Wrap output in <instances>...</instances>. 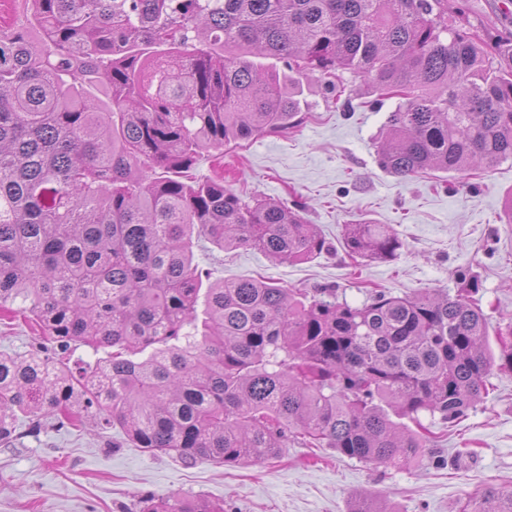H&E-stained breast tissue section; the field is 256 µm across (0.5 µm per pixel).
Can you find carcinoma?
I'll use <instances>...</instances> for the list:
<instances>
[{
	"label": "carcinoma",
	"mask_w": 512,
	"mask_h": 512,
	"mask_svg": "<svg viewBox=\"0 0 512 512\" xmlns=\"http://www.w3.org/2000/svg\"><path fill=\"white\" fill-rule=\"evenodd\" d=\"M29 4L38 38L0 31V309L21 303L53 348L0 353V441L21 413L32 430L61 417L118 428L187 462L259 463L297 441L420 465L433 438L420 415L452 425L494 370L512 372V345L486 346L470 272L453 295L374 291L360 305L261 278L217 280L200 296L201 240L294 263L329 245L295 206L170 177L294 125L299 76L316 72L334 88L347 71L398 99L378 149L391 175L467 176L512 159V56L448 26V0ZM343 248L387 260L403 241L359 221ZM80 345L104 356L76 377L64 358ZM140 512L218 510L168 496ZM459 512H512V493L486 489Z\"/></svg>",
	"instance_id": "carcinoma-1"
}]
</instances>
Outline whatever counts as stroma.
I'll return each instance as SVG.
<instances>
[{
  "label": "stroma",
  "instance_id": "obj_1",
  "mask_svg": "<svg viewBox=\"0 0 512 512\" xmlns=\"http://www.w3.org/2000/svg\"><path fill=\"white\" fill-rule=\"evenodd\" d=\"M448 21L496 46L512 43V0H448ZM335 91L308 79L299 122L206 152L189 176L223 179L243 199L262 197L306 206L331 249L301 263L274 262L245 249L205 244L195 260L212 279L257 274L290 288L333 285L359 304L375 289L405 296L429 288L454 292L456 274H477L476 297L488 318V343L501 347L512 323V160L471 171L469 188L453 173L427 170L410 179L378 164L375 137L394 103L378 100L342 74ZM365 219L394 228L404 243L391 261H352L345 224ZM23 316L0 314V352L42 346ZM489 394L459 424H433L429 454L441 467H375L327 448L289 443L279 458L227 467L186 463L136 447L117 428L76 430L45 420L39 430L19 417L14 437L0 442V512H139L141 500L179 496L226 512H351L361 497L385 498L394 512H456L483 488L512 491V375H496Z\"/></svg>",
  "mask_w": 512,
  "mask_h": 512
}]
</instances>
